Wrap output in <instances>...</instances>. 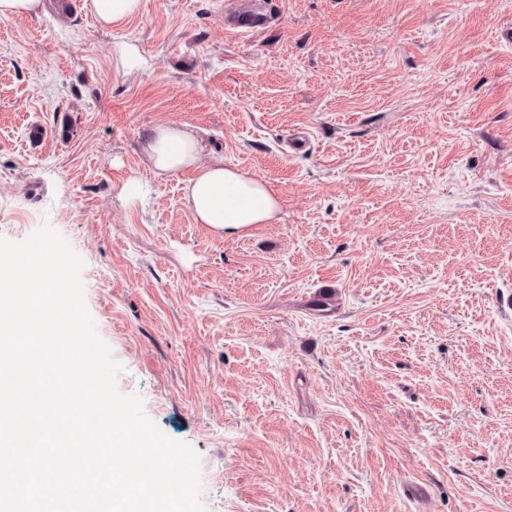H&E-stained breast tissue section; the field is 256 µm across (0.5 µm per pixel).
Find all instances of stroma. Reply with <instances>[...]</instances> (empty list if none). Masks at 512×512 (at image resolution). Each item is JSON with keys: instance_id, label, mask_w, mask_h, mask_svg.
Masks as SVG:
<instances>
[{"instance_id": "35a3bbf8", "label": "stroma", "mask_w": 512, "mask_h": 512, "mask_svg": "<svg viewBox=\"0 0 512 512\" xmlns=\"http://www.w3.org/2000/svg\"><path fill=\"white\" fill-rule=\"evenodd\" d=\"M44 2L0 17V237L82 257L118 389L199 453L206 512H512V0H256L242 32L236 0L107 29ZM158 124L278 221L196 223L191 171L145 166ZM261 13L250 8L243 7L236 9L233 13L225 16V24L233 29H247L256 26L261 21ZM115 60L127 73H136L147 65V60L135 44L120 43L114 48Z\"/></svg>"}]
</instances>
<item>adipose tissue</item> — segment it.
<instances>
[{
    "instance_id": "obj_1",
    "label": "adipose tissue",
    "mask_w": 512,
    "mask_h": 512,
    "mask_svg": "<svg viewBox=\"0 0 512 512\" xmlns=\"http://www.w3.org/2000/svg\"><path fill=\"white\" fill-rule=\"evenodd\" d=\"M84 7L101 26L112 27L138 16L143 0H84ZM202 150L199 136L191 129L157 125L142 140V152L154 177L194 170L183 192L197 223L223 235H236L277 220L281 203L266 181L220 161L202 163Z\"/></svg>"
}]
</instances>
